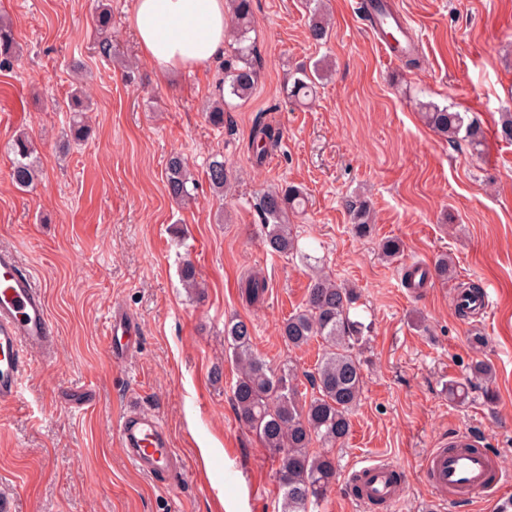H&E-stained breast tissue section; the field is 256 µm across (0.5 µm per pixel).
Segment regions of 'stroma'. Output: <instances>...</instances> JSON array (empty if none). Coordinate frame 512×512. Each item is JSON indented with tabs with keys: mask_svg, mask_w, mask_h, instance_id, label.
Instances as JSON below:
<instances>
[{
	"mask_svg": "<svg viewBox=\"0 0 512 512\" xmlns=\"http://www.w3.org/2000/svg\"><path fill=\"white\" fill-rule=\"evenodd\" d=\"M108 2L112 26L102 35L97 0H0L20 48L0 69V248L15 250L37 278L57 336L52 357L30 353L19 397L0 402V496L12 497L14 512H280L278 463L233 402L224 325L251 322L255 354L274 369L296 366L310 393L320 344L288 346L279 327L307 299L312 257L357 288L369 327L363 391L319 512H370L350 496L345 474L371 457L404 475L394 512H500L512 485L451 509L434 502L421 461L466 432L512 472V143L497 134L512 108V0H393L421 58L411 70L384 55L359 0H326L333 33L323 44L308 37L307 0H254L259 81L248 101L232 100L220 128L203 106L223 61L156 72L130 25L133 0ZM319 59L332 72L313 101L288 98L289 77ZM76 81L91 100L92 132L65 151ZM423 101L477 117L481 151L426 126ZM259 118L280 128L282 142L258 168L250 132ZM21 131L36 148L29 188L10 178L8 145ZM175 153L196 180L188 206L165 188ZM217 154L232 183L221 196L205 175ZM287 183L309 199L292 218L299 257L267 251L256 208ZM358 199L375 218L364 236L349 223ZM388 237L403 245L391 262L380 250ZM442 254L453 261L448 281L420 293L404 287L402 268ZM187 262L193 291L180 277ZM252 273L267 292L250 305L241 290ZM467 285L487 294L489 312L457 314ZM116 307L142 326L121 362L107 340ZM480 359L493 379L477 382L466 403L450 400L449 384ZM132 408L167 426L185 461L177 482L141 475L122 454L116 429Z\"/></svg>",
	"mask_w": 512,
	"mask_h": 512,
	"instance_id": "obj_1",
	"label": "stroma"
}]
</instances>
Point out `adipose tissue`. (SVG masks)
<instances>
[{
  "mask_svg": "<svg viewBox=\"0 0 512 512\" xmlns=\"http://www.w3.org/2000/svg\"><path fill=\"white\" fill-rule=\"evenodd\" d=\"M225 0H135L131 26L159 72L203 66L224 54Z\"/></svg>",
  "mask_w": 512,
  "mask_h": 512,
  "instance_id": "ef3b65f1",
  "label": "adipose tissue"
}]
</instances>
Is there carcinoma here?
Here are the masks:
<instances>
[{
	"mask_svg": "<svg viewBox=\"0 0 512 512\" xmlns=\"http://www.w3.org/2000/svg\"><path fill=\"white\" fill-rule=\"evenodd\" d=\"M231 11L226 20L225 43L229 54L224 57V95L205 109L208 122L224 126L226 97L244 99L250 96L258 79L253 62L254 45L253 0H229ZM330 26L324 17L321 0H316L309 37L317 42L328 40ZM20 49L9 24L0 20V68H9L19 59ZM323 68H302L287 88L294 99L313 98ZM86 110L83 92L76 88L70 94L69 111L74 113V134L84 135L80 116ZM424 122L450 143L466 142L478 149L484 141V130L478 120L468 117L451 106L433 102L420 103ZM280 132L273 124L258 120L251 129L250 143L256 163L261 164L271 150L278 146ZM14 156L10 177L19 187L32 184L36 174L34 147L28 136L20 133L10 144ZM211 187L224 192L229 174L224 160L213 159L206 170ZM194 178L187 162L173 155L166 167V189L171 199L186 202L194 199L190 185ZM307 197L297 186L288 184L267 192L259 201L258 212L265 228V245L272 254L311 256L301 252L295 225L289 216L304 210ZM351 224L360 236L370 231L371 207L365 201L350 204ZM451 261L439 256L433 268L413 267L405 272V282L420 288L431 277L448 280ZM266 292L264 280L250 276L246 279L243 296L256 302ZM359 300L356 289L333 280L320 270L311 277L307 300L303 308L289 314L279 328L284 341L302 347L319 339L322 354L315 372L310 375L313 394L301 403L298 376L290 364L279 372L269 370L252 349V330L248 322L238 319L224 328V340L237 367L232 387L233 399L240 419L257 437L279 464L280 512H316L336 481V457L332 449L342 444L350 432V413L360 400L362 366L356 349L365 341L367 326L351 318ZM318 442L323 450L311 449Z\"/></svg>",
	"mask_w": 512,
	"mask_h": 512,
	"instance_id": "1",
	"label": "carcinoma"
}]
</instances>
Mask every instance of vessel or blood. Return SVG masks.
Segmentation results:
<instances>
[{"label": "vessel or blood", "mask_w": 512, "mask_h": 512, "mask_svg": "<svg viewBox=\"0 0 512 512\" xmlns=\"http://www.w3.org/2000/svg\"><path fill=\"white\" fill-rule=\"evenodd\" d=\"M141 327L123 310H114L109 321V350L114 361H124L137 345ZM55 333L41 289L19 264L16 254L0 249V401L16 399L32 351L48 353ZM118 446L142 475L179 478L185 468L175 451L169 431L150 412L130 409L116 430ZM422 472L435 494L448 502L473 499L512 483L497 458L478 448L467 433L448 439L447 446L432 449L422 462ZM358 501L392 507L399 501L400 477L382 459L363 461L348 476Z\"/></svg>", "instance_id": "1"}]
</instances>
